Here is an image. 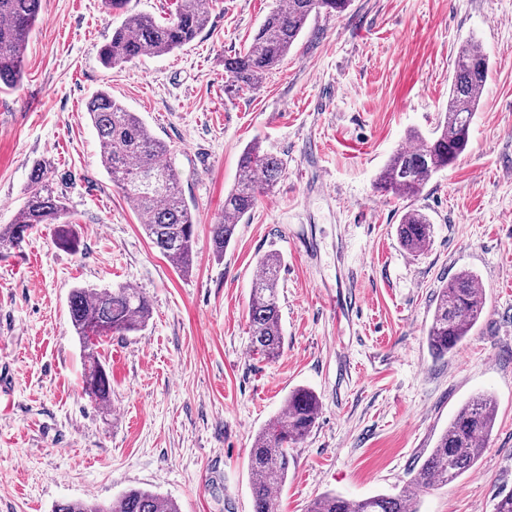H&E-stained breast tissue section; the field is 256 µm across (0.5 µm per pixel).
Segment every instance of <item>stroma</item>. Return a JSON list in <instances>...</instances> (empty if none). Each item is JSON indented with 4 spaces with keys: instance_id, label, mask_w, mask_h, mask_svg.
Here are the masks:
<instances>
[{
    "instance_id": "obj_1",
    "label": "stroma",
    "mask_w": 512,
    "mask_h": 512,
    "mask_svg": "<svg viewBox=\"0 0 512 512\" xmlns=\"http://www.w3.org/2000/svg\"><path fill=\"white\" fill-rule=\"evenodd\" d=\"M276 0H207L182 50L110 69L98 50L119 19L102 0H43L24 74L0 92V224L13 223L33 166L50 161L76 249L43 224L0 256V512L111 501L140 488L180 512H252L248 453L295 388L321 402L291 448L278 512L333 492L361 500L406 486L458 408L488 392L492 436L475 471L420 496L419 512H494L512 493V0H351L309 21L258 89L225 91V57L247 48ZM475 40L490 68L468 149L414 198L376 177L410 131L448 110L454 59ZM170 145L196 214L193 268L180 272L143 233L100 161L85 103L98 90ZM259 142L284 161L273 191L237 224L223 257L211 226ZM433 224L414 256L403 213ZM279 253L284 350L250 349L258 260ZM476 274L486 307L448 357L426 342L439 288ZM145 293L139 332L100 348L112 403L82 389L71 289ZM357 303L343 305L346 296ZM397 239L401 247L411 255H420L430 245L432 224L420 210H407L397 225Z\"/></svg>"
}]
</instances>
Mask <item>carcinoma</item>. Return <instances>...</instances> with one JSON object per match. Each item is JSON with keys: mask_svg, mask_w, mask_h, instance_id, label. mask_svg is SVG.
<instances>
[{"mask_svg": "<svg viewBox=\"0 0 512 512\" xmlns=\"http://www.w3.org/2000/svg\"><path fill=\"white\" fill-rule=\"evenodd\" d=\"M108 12L122 17L99 58L110 68L135 58L163 56L191 43L208 22L205 0H177L170 17L157 21L127 10V0H103ZM42 0H0V85L9 88L23 75L28 37L39 20ZM350 0H285L273 8L243 52L224 58L228 86L236 91L255 88L291 51L309 20L324 13L344 12ZM489 56L465 42L455 59V76L448 94V112L429 136L409 135L413 145L398 148L380 171L377 190L403 198L418 196L426 184L462 155L480 104L489 70ZM102 147L101 164L112 184L137 213L147 238L177 269L186 273L193 261L196 219L183 198L171 149L152 134L135 112L100 90L85 104ZM236 183L224 195V213L211 227L213 253L224 256L237 224L259 199L269 194L284 169L283 161L257 142L244 148ZM64 197L52 182L51 167L37 164L30 173L25 200L13 224L0 225V252L18 249L40 224L58 225V241L74 248L64 218ZM397 239L411 255L426 251L432 237L429 217L406 211L397 225ZM259 275L251 289L248 324L252 351L275 360L282 353L279 297L281 257L268 253L258 261ZM486 305L478 278L463 271L443 284L436 296L426 340L431 354L444 358L467 339ZM72 327L83 344L87 362L85 393L111 402L109 372L98 348L114 335L138 332L150 319L151 307L139 290L120 286L99 291L73 288L68 295ZM321 403L314 392L297 388L288 394L280 413L255 436L248 455L252 512H277L276 491L288 480V448L311 433ZM496 419L489 395L469 398L448 423L414 479L398 494L350 500L334 493L316 498L307 512H418L421 493L446 485L476 469ZM54 512H179L171 500L151 491L131 489L110 503L91 497L58 503Z\"/></svg>", "mask_w": 512, "mask_h": 512, "instance_id": "1", "label": "carcinoma"}]
</instances>
